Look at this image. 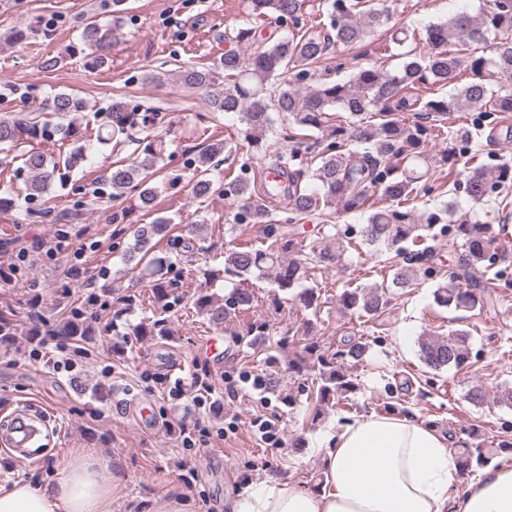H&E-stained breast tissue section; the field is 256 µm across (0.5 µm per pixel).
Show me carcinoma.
<instances>
[{"label": "carcinoma", "mask_w": 512, "mask_h": 512, "mask_svg": "<svg viewBox=\"0 0 512 512\" xmlns=\"http://www.w3.org/2000/svg\"><path fill=\"white\" fill-rule=\"evenodd\" d=\"M306 0H250V15L269 14L290 21L291 36L273 41L260 39L251 24L233 29L228 40L250 48L243 54L229 50L208 65L192 63L175 72L188 89L206 90L211 111L237 112L244 127L239 140L260 150L273 130L272 113L285 115L288 125L283 140L288 152L277 156V167L288 170V185L268 182L263 187L267 198L284 197L290 216L286 221L316 212L329 222L338 211L367 214L359 230L361 243L383 246L400 258L394 266L391 286L410 288L420 275V265L428 260L425 232L444 222L450 235L462 241L459 272L436 283L434 299L441 307L495 309L492 298L480 294L472 271L494 270L496 239L488 224L474 221L467 214L456 216L453 203L437 211L416 214L404 204L412 200L417 185L427 178L435 163L448 167L452 185L463 184L475 203L486 197L489 184L512 183V166L502 164L492 171L478 165L479 149L473 146L471 131L446 128L448 115L466 109L470 112H512V95H501L495 87L512 82V45H490L491 33L512 32V0H493L491 9L479 15L456 14L432 23L413 47L401 53L402 62L393 70L372 62L360 66L346 80H324L312 88L303 82L312 78L311 70L327 59L331 45L359 48L391 20L389 10L371 0H325L328 26L317 33L303 29L300 15ZM109 36L95 22L82 31V45L89 50L87 64L106 63L104 49ZM294 73V84L280 80L283 73ZM471 80L454 89L423 99L413 93L419 85L442 88L461 72ZM84 102L75 95L55 92L42 100L36 110L0 116V150L15 152L22 160L16 173H25L23 183L11 181L0 186V210L15 207L18 197L39 202L38 214L52 213L45 194L55 181L80 166L86 158L87 130L81 127L78 113ZM378 123L370 122L372 118ZM106 121L97 129V142L131 140L130 130L156 123L157 114L114 97L105 112ZM59 139L70 146L58 157L39 151L35 144ZM442 140L439 155L430 153L429 143ZM237 148L227 142L212 143L194 157L196 199L213 195L233 196L245 201L244 217L249 224L265 225V244L233 247L224 252V279L245 282L256 273L273 275L274 294L283 293L293 304L317 311L319 293L303 285L305 257L312 256L328 266L336 264V251L322 248L318 241H300L282 224L272 219L264 203L252 194L250 180L237 176L229 183L220 175L221 163L234 158ZM140 159L112 167L104 182L112 188V198H127L133 204L112 212V223L125 224L135 209L155 207L158 187L153 178L165 158V139L157 134L138 141ZM380 198L388 205L370 204ZM172 230L166 217L153 224L136 225L134 243L125 252V262L139 270L151 283L156 313L136 330L139 339L169 334L166 313L173 297L167 275L181 261V251L173 246L166 256L154 253L155 239H164ZM389 286V287H391ZM389 287H348L339 296L341 308L360 318L377 319L389 304ZM254 294L236 287L229 296L217 299L199 291L194 304L208 321L221 325L234 311L252 308ZM54 335L76 341L93 336L91 326L77 308L63 314L53 328ZM16 333L12 309L0 308V344L10 343ZM469 333L452 330L446 336L420 341L424 364L432 370L444 367L461 370L469 364ZM364 355L360 344L328 353L318 342L301 338L298 350L288 358V373L308 376L316 394L313 418L324 413L330 402H340L359 389L347 371V363ZM492 449L482 445H463L458 453L460 472L472 473L491 465Z\"/></svg>", "instance_id": "cac0c4a2"}]
</instances>
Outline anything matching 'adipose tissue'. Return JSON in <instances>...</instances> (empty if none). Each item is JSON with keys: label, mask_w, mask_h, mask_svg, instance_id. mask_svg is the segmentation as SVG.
<instances>
[{"label": "adipose tissue", "mask_w": 512, "mask_h": 512, "mask_svg": "<svg viewBox=\"0 0 512 512\" xmlns=\"http://www.w3.org/2000/svg\"><path fill=\"white\" fill-rule=\"evenodd\" d=\"M317 486L269 478L231 512H512V467L486 470L453 490L457 455L438 429L408 415H372L324 431ZM108 465L76 453L53 484H0V512H112Z\"/></svg>", "instance_id": "ef3b65f1"}]
</instances>
